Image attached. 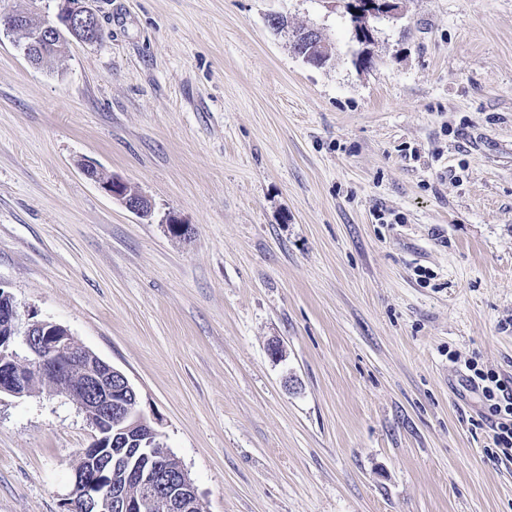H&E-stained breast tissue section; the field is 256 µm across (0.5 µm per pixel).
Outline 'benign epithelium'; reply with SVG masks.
<instances>
[{
	"mask_svg": "<svg viewBox=\"0 0 512 512\" xmlns=\"http://www.w3.org/2000/svg\"><path fill=\"white\" fill-rule=\"evenodd\" d=\"M86 0H58L55 20L27 25L22 15L0 16V31L24 32L19 49L36 65L49 63L64 49L71 34L85 43L99 38L98 19ZM347 10L359 42L372 40L369 19L397 14V0H349ZM295 54L315 66L330 54L313 29L293 33ZM103 188L127 209L144 213L146 198L118 179ZM48 382L54 392L74 399L95 430L93 441L80 451L74 468L72 497L66 512H148L156 504L165 512H197L200 498L182 465L171 466L156 454L160 433L138 407L134 387L120 370L79 345L67 328L33 320L20 326L17 307L0 287V395L21 397L33 390V379ZM126 439L121 452L135 457L132 478L112 486V449L115 438Z\"/></svg>",
	"mask_w": 512,
	"mask_h": 512,
	"instance_id": "obj_1",
	"label": "benign epithelium"
}]
</instances>
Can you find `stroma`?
Listing matches in <instances>:
<instances>
[{
    "label": "stroma",
    "instance_id": "35a3bbf8",
    "mask_svg": "<svg viewBox=\"0 0 512 512\" xmlns=\"http://www.w3.org/2000/svg\"><path fill=\"white\" fill-rule=\"evenodd\" d=\"M87 5L100 40L47 67L0 34L20 316L126 375L206 512H512L467 382L512 377V0H400L367 67L338 0ZM93 435L1 395L0 512H65ZM292 48L295 54L302 57L306 63L315 66L325 64L330 54L321 41L318 33L313 29H303L293 33ZM103 188L113 197L119 199L127 209L136 213H147L148 210L144 209L143 203L147 199L132 191L126 183L118 179L102 182Z\"/></svg>",
    "mask_w": 512,
    "mask_h": 512
}]
</instances>
